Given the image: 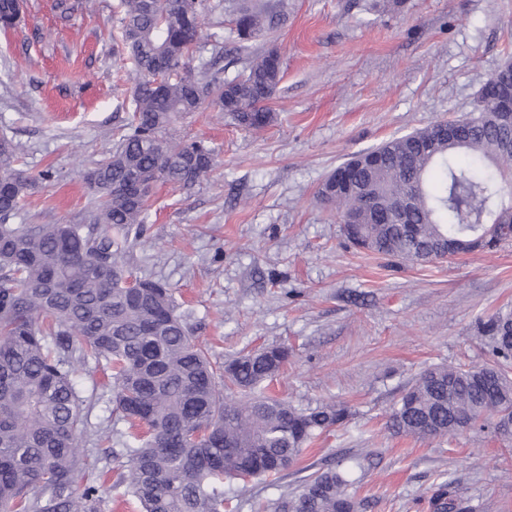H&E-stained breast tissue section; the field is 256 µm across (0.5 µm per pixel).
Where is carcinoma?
<instances>
[{"mask_svg":"<svg viewBox=\"0 0 512 512\" xmlns=\"http://www.w3.org/2000/svg\"><path fill=\"white\" fill-rule=\"evenodd\" d=\"M98 0H51L67 28ZM26 0H0V31L18 28ZM226 25L186 63L205 20ZM121 50L133 113L112 153L85 170L97 196L87 232L79 224H13L38 179L21 167V149L0 142V512H100L98 487L77 492L88 468L87 432L76 364L111 372L115 411L127 423L118 485L142 512H224V479L279 476L304 446L343 424L342 405L297 408L254 395L281 374L284 346L224 364L191 334L193 315L150 279L127 285L130 234L143 232L153 186H195L211 169L212 149L167 134L177 117L208 104L259 131L283 73L274 33L288 22V0H119ZM231 47L241 73L218 67ZM346 177L327 180L320 199L336 209L352 245L403 262H432L508 241L512 225V121L479 94L450 141L439 123L354 155ZM409 198L408 223L399 205ZM493 360L474 367L436 365L405 389L388 427L421 439L490 431L512 443V314L483 324ZM352 481L336 468L316 471L275 503V512H359ZM432 512H474L440 483Z\"/></svg>","mask_w":512,"mask_h":512,"instance_id":"cac0c4a2","label":"carcinoma"}]
</instances>
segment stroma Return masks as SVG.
Returning a JSON list of instances; mask_svg holds the SVG:
<instances>
[{"instance_id": "35a3bbf8", "label": "stroma", "mask_w": 512, "mask_h": 512, "mask_svg": "<svg viewBox=\"0 0 512 512\" xmlns=\"http://www.w3.org/2000/svg\"><path fill=\"white\" fill-rule=\"evenodd\" d=\"M48 0L0 35V138L24 167L51 170L26 198L19 224H79L95 206L83 183L132 116L130 68L111 38L118 0L68 29ZM277 43L283 79L275 120L244 129L213 107L171 132L201 139L214 166L194 189L157 185L126 261L194 310L195 334L224 362L276 345L290 356L269 394L296 407L346 406L348 420L308 445L277 479L225 480L234 512H273L312 470L340 467L364 512H431L440 481L476 512H512V443L466 432L396 435L389 414L405 387L437 364L489 360L479 321L512 313V241L488 253L407 263L348 244L317 192L353 155L470 113L488 76L512 61V0H290ZM66 84L68 98L56 87ZM75 382L92 434L79 486L121 462L96 430L126 431L103 367Z\"/></svg>"}]
</instances>
